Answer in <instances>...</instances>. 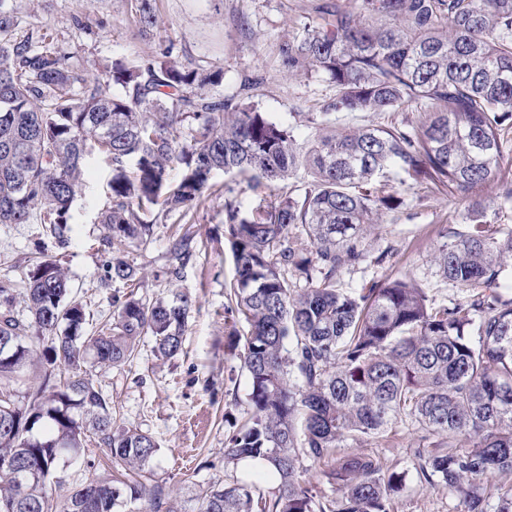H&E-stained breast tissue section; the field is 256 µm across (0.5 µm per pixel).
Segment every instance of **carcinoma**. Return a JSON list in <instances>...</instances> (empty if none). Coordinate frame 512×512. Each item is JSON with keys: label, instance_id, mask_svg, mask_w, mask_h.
I'll return each instance as SVG.
<instances>
[{"label": "carcinoma", "instance_id": "carcinoma-1", "mask_svg": "<svg viewBox=\"0 0 512 512\" xmlns=\"http://www.w3.org/2000/svg\"><path fill=\"white\" fill-rule=\"evenodd\" d=\"M156 23L140 0L139 24ZM291 71L314 67L336 85L324 105L334 112H390L415 104L410 130L364 126L319 134L310 146L292 128L233 97L216 100L223 74L166 56L138 65L114 61L103 74L70 62L50 32L39 45L21 19L0 8V224L43 225L59 246L86 157L112 162L99 223L121 249L104 261L107 281L133 282L137 268L122 248L144 243L159 217L198 207L215 173L248 176L269 191L305 164L312 188L299 198L244 209L224 202L235 283L231 313L249 330L239 353L249 376V420L224 440V472L262 460L276 480L262 491L258 474L217 480L190 498L149 483L160 444L117 422L93 370L134 358L150 335L158 357L183 351L196 300L180 292L146 302L112 294V323L85 331L71 280L44 255L21 282L0 280V380L31 364L42 383L27 405L0 398V512H53L47 493L60 467L95 466L89 445L107 451L111 477L74 490L60 512H391L405 472L369 457L342 456L326 474V495L299 479L303 461L338 454L344 442L376 438L405 416L414 426L417 478L465 493V512H512V295L499 291L512 273V230L449 228L435 262L465 291L437 305L411 280L386 278L352 291L336 287L341 270L366 257L364 234L397 209V190L376 185L400 166L450 202L479 212L491 188L512 200V181L497 177L512 128V0H363L338 8L324 25L281 45ZM122 92L116 94L113 87ZM183 168L169 185V169ZM302 227L305 253L289 236ZM198 244L172 237L167 280L181 278ZM304 282L290 288L288 276ZM24 296L29 317L14 315ZM63 369L67 377L56 380ZM302 424L297 433L296 424ZM466 440L470 450L458 451Z\"/></svg>", "mask_w": 512, "mask_h": 512}]
</instances>
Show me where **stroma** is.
Returning a JSON list of instances; mask_svg holds the SVG:
<instances>
[{"label": "stroma", "instance_id": "35a3bbf8", "mask_svg": "<svg viewBox=\"0 0 512 512\" xmlns=\"http://www.w3.org/2000/svg\"><path fill=\"white\" fill-rule=\"evenodd\" d=\"M0 5L15 10L23 32L56 33L60 50L96 73L116 59L145 63L166 51L183 64L223 72L222 83L211 89L214 97L250 103L273 121L295 128L303 139L316 137L327 119L340 128L374 124L406 129L421 119L412 104L394 112L323 117L324 104L336 93L329 77L314 68L292 73L285 67L280 53L284 41L321 26L326 7L350 8L354 0H154L157 24L146 35L139 32L136 0H0ZM111 176L100 155L87 157L69 212L70 245L56 256L69 272L73 298L87 308L90 334L111 319L113 291L131 290L150 300L177 291L196 297L177 358L157 359L146 336L131 363L95 376L117 418L159 441L154 481L186 496L194 487L223 478L227 421L245 420L249 413L247 372L229 351L224 326L235 274L224 245V203L240 200L252 208L269 203L270 197L252 190L246 177L216 173L197 210L184 218L169 216L154 225L149 244L127 248L139 271L136 280L106 283L101 260L108 232L99 224L98 212L107 201ZM404 178L399 168L386 170L384 184L400 190L404 203L372 226L365 260L344 267L336 285L346 291L388 276L406 277L426 288L436 303L452 304L464 293L440 275L434 256L448 226L467 229L466 205L419 184L404 186ZM184 232L196 238L200 252L171 284L160 272L170 235ZM39 236L36 224H0V278L19 277L29 268ZM411 443L412 427L402 419L384 437L346 441L344 452L406 471L393 512H464L461 495L418 483Z\"/></svg>", "mask_w": 512, "mask_h": 512}]
</instances>
